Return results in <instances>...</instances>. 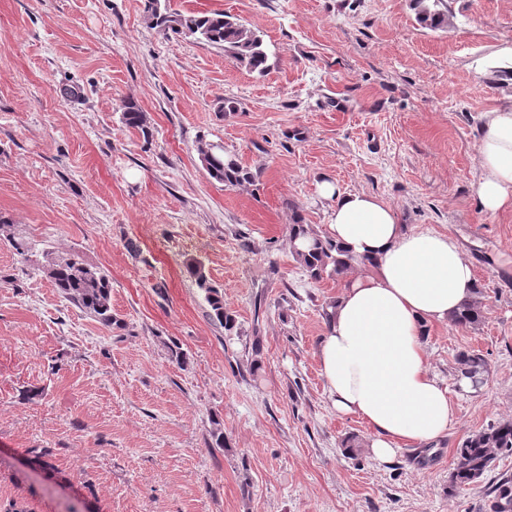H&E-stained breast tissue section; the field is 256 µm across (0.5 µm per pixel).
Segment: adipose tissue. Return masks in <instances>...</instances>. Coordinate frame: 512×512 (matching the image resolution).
<instances>
[{"label":"adipose tissue","instance_id":"1","mask_svg":"<svg viewBox=\"0 0 512 512\" xmlns=\"http://www.w3.org/2000/svg\"><path fill=\"white\" fill-rule=\"evenodd\" d=\"M478 164L483 208L512 207V98L483 114ZM322 192L333 200L331 239L365 265L326 327L321 375L337 413L368 426L372 453L384 461L400 446L434 442L454 424L455 406L428 367L424 336L474 298L477 277L447 233L411 229L367 193L329 182Z\"/></svg>","mask_w":512,"mask_h":512}]
</instances>
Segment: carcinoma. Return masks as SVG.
Masks as SVG:
<instances>
[{"label": "carcinoma", "instance_id": "1", "mask_svg": "<svg viewBox=\"0 0 512 512\" xmlns=\"http://www.w3.org/2000/svg\"><path fill=\"white\" fill-rule=\"evenodd\" d=\"M417 22L429 29L448 25V14L438 9L440 0H411ZM146 19L150 25L165 33L169 30L193 36L210 45L224 49L236 64L251 71L263 73L267 69L268 56L263 40L256 30L239 22L224 12L182 14L169 11L167 0H146ZM124 122L133 129H145V115L132 102L124 104ZM199 160L209 176L227 187H244L253 184L257 174L244 167L239 159L224 152L219 143L201 142L197 147ZM289 240H307L304 250L292 247V255L307 271L309 277L319 281L331 276L338 281L348 279L362 261L350 255L330 238L320 235L312 225L304 223L301 215H295L288 227ZM0 240L11 245L20 255L29 251L28 243L16 236L13 222L0 215ZM43 272L50 278L65 298L77 308L95 317L105 326L112 325V282L109 276L86 265L75 253H45ZM189 274L205 292L213 311V319L230 332L235 328L234 315L224 309L223 293L211 285L202 266L191 263ZM485 303L481 297L463 307L450 322L453 325H477L484 319ZM487 369L483 355L462 352L458 357V374L476 382ZM512 453V419H502L486 429L465 438L456 451L452 482L474 483L481 479L493 461L501 454ZM496 495L503 500L500 512L512 509V482L505 480L496 488Z\"/></svg>", "mask_w": 512, "mask_h": 512}]
</instances>
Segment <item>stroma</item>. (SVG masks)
Masks as SVG:
<instances>
[{
	"instance_id": "obj_1",
	"label": "stroma",
	"mask_w": 512,
	"mask_h": 512,
	"mask_svg": "<svg viewBox=\"0 0 512 512\" xmlns=\"http://www.w3.org/2000/svg\"><path fill=\"white\" fill-rule=\"evenodd\" d=\"M170 5L259 31L266 72L150 27L145 0H0V213L36 250L108 274L114 318L82 312L0 243V512H496L490 486L512 480V454L481 482L450 475L467 436L512 419V209L488 213L477 195L482 114L512 95L491 66L512 44V0H442L439 30L410 0ZM128 101L148 133L125 125ZM202 140L256 184L211 179ZM326 181L453 235L486 303L480 325L425 338L456 422L385 462L320 372L323 311L342 285L311 280L288 241L298 213L328 235ZM465 351L488 362L467 388ZM189 274L194 277L199 288L205 292L206 300L213 311V319L221 327L230 332L235 328L236 319L234 315L224 309L223 293L211 285L209 279L201 265L190 263L188 265Z\"/></svg>"
}]
</instances>
